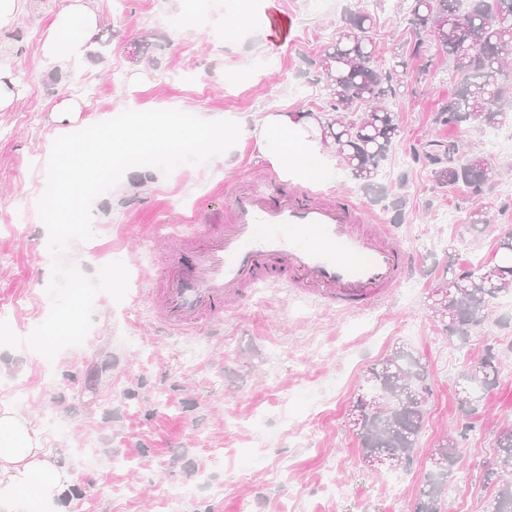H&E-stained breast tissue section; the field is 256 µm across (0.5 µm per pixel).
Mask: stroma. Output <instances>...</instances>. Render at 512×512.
Returning <instances> with one entry per match:
<instances>
[{
    "label": "stroma",
    "mask_w": 512,
    "mask_h": 512,
    "mask_svg": "<svg viewBox=\"0 0 512 512\" xmlns=\"http://www.w3.org/2000/svg\"><path fill=\"white\" fill-rule=\"evenodd\" d=\"M359 5L375 19L379 48L409 42L404 11L382 0H276L289 23L280 43L259 12L238 27L236 41L225 42L221 0H95V49L60 72L43 60L52 19L44 0L20 15L12 37L21 90L0 112V307L9 309L13 332L27 337L51 307L52 256L35 203L46 188L61 100L82 107L73 131L155 103L219 124L228 116L322 112L315 62ZM189 11L201 24L184 32ZM244 66L245 81L226 80ZM454 91L447 54L426 39L401 78L394 100L401 135L375 186L362 187L341 168L334 181L316 185L349 193L396 225L411 260L410 274L368 310H329L260 282L225 313L218 337L157 341L156 320L138 298L142 276L162 278L167 253L197 217L223 219L225 190L240 180L262 184L271 167L257 159L253 141L237 142L227 163L183 165L167 176L131 169L119 189L95 202L94 237L74 243L63 260L90 276L123 262L125 298L98 294L85 340L54 360L26 346L0 347V402L29 417L46 447L73 464L75 512H291L299 505L307 512H417L430 450L447 431L462 455L443 510L486 512L495 438L512 424V299L494 301L463 347L434 318L428 295L448 268L496 261L499 238L512 233V122L480 131L435 124L439 104ZM435 136L478 144L497 177L478 195L465 187L441 192L417 158ZM478 205L488 223H471ZM489 344L502 358L497 385L470 415L458 407L454 386ZM402 345L431 374L427 421L409 469L372 472L345 418L367 368Z\"/></svg>",
    "instance_id": "stroma-1"
}]
</instances>
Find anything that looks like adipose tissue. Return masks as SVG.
<instances>
[{"instance_id":"ef3b65f1","label":"adipose tissue","mask_w":512,"mask_h":512,"mask_svg":"<svg viewBox=\"0 0 512 512\" xmlns=\"http://www.w3.org/2000/svg\"><path fill=\"white\" fill-rule=\"evenodd\" d=\"M91 2L68 0L55 13L42 46L50 66L64 69L93 52L98 16ZM233 133L253 139L259 157L283 178L325 182L335 177V154L325 149L316 117L302 112H270L250 127L234 120L218 127L200 121L182 125L162 109L133 117L120 136L99 142L97 150L118 160L144 150L172 154L196 145L223 157L230 152ZM76 479L70 462L45 448L27 417L13 407H0V512L54 506Z\"/></svg>"}]
</instances>
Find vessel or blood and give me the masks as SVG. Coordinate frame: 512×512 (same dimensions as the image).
Listing matches in <instances>:
<instances>
[{
  "label": "vessel or blood",
  "mask_w": 512,
  "mask_h": 512,
  "mask_svg": "<svg viewBox=\"0 0 512 512\" xmlns=\"http://www.w3.org/2000/svg\"><path fill=\"white\" fill-rule=\"evenodd\" d=\"M227 221L198 220L161 282L145 294L169 333L192 337L223 322L249 285L288 286L325 307L359 311L398 287L408 256L392 226L351 196L309 186L238 187L224 195Z\"/></svg>",
  "instance_id": "obj_1"
}]
</instances>
